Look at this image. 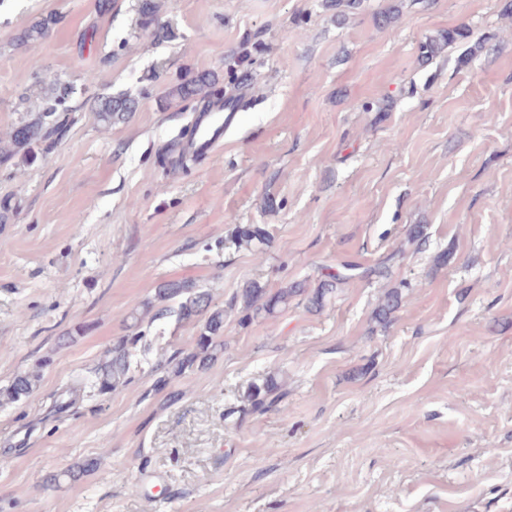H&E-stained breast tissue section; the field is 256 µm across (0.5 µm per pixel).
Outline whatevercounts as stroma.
I'll return each mask as SVG.
<instances>
[{"mask_svg":"<svg viewBox=\"0 0 512 512\" xmlns=\"http://www.w3.org/2000/svg\"><path fill=\"white\" fill-rule=\"evenodd\" d=\"M506 2L363 0L340 26L325 0H161L158 42L140 0L105 15L97 0H0V137L43 111L53 80L77 110L50 153L0 165V387L41 369L28 399L0 407V512H512ZM391 5L396 22L377 27ZM49 15L46 39L14 46ZM460 24L482 46L468 64L460 45L421 60ZM204 71L244 104L221 147L173 169L164 150L201 103L167 92ZM119 94L137 112L100 123L95 100ZM239 224L269 246L236 247ZM396 250L390 278L350 280L320 310L299 296L243 317L250 283L313 288L320 268ZM167 281L211 291L224 350L160 389L156 364L198 327L126 316ZM139 332L151 350L131 382L90 390L105 351ZM271 375L284 396L252 410ZM140 2V26L143 32L157 41L168 38V30L161 24L159 18L160 3L157 0H141ZM401 303V293L393 288L385 293L384 298L379 303L374 318L377 322L387 325L392 321L393 314L398 310Z\"/></svg>","mask_w":512,"mask_h":512,"instance_id":"obj_1","label":"stroma"}]
</instances>
